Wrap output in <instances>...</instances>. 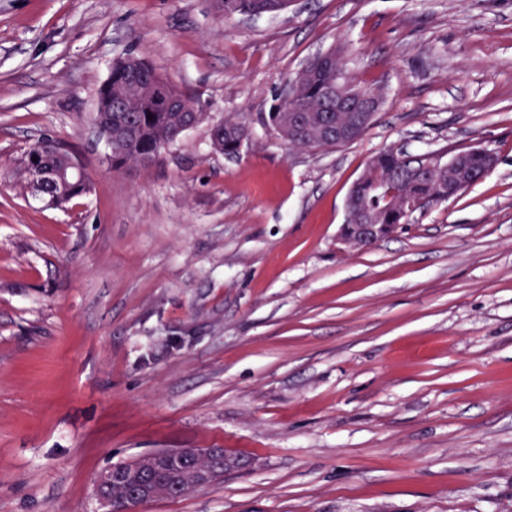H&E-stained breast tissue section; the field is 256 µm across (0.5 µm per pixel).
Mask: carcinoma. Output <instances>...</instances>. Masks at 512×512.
Here are the masks:
<instances>
[{"mask_svg":"<svg viewBox=\"0 0 512 512\" xmlns=\"http://www.w3.org/2000/svg\"><path fill=\"white\" fill-rule=\"evenodd\" d=\"M223 2L226 7L215 2L213 8L218 14L224 13L226 18L248 13H275L282 7V0ZM346 82L348 78L339 56L330 71L314 66L305 73H298L291 81L295 86L294 95L288 99L281 98L270 107L268 120L272 130L280 137L287 136L291 114L301 111L308 118L309 137L292 140V146L337 147L335 143L318 141V116L327 85ZM97 108L96 120L102 128L100 135L112 146V169L116 171L130 166L146 170L159 164L162 160L160 150L165 145L176 142L185 132L209 120V113L199 100L180 90L148 61L132 53L110 66L108 77L99 91ZM149 114L152 115L150 119L147 118ZM248 134L247 126L231 117L211 127L214 148L226 155L236 154ZM453 154L466 161L464 171L438 165L427 177L404 180L396 176L397 171L413 169L433 154L411 155L394 149L378 153L375 165L366 166L356 180L358 192L375 212V222L399 223V213L392 209L399 201L413 198L427 206L448 200L450 182L458 185L459 193L467 188L469 172L480 169L484 158L472 147L456 149ZM73 157L75 153L62 143L57 153L42 155L40 160L46 170L53 171L65 166ZM90 190L91 181L87 176L72 179L64 189L53 180L46 181L39 188L56 204L66 203ZM130 464L142 472L158 467L168 470L167 478L152 486L156 499L174 497V489L182 496L196 490L197 473L207 467L204 460L193 468H185L173 460L159 461L151 454L134 459Z\"/></svg>","mask_w":512,"mask_h":512,"instance_id":"carcinoma-1","label":"carcinoma"}]
</instances>
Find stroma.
<instances>
[{
    "label": "stroma",
    "mask_w": 512,
    "mask_h": 512,
    "mask_svg": "<svg viewBox=\"0 0 512 512\" xmlns=\"http://www.w3.org/2000/svg\"><path fill=\"white\" fill-rule=\"evenodd\" d=\"M333 47L382 107L290 146L266 114ZM129 53L245 123L239 154L203 124L113 171L94 116ZM45 136L90 195L32 189ZM471 146L481 181L339 243L373 155ZM178 448L249 465L140 512H512V0H0V512H94L103 470ZM224 2V13L221 14L219 2L213 3V8L218 15H224V18H230L236 15H260L264 13L278 12L282 7L284 0H217ZM232 2L235 6L229 9L228 3Z\"/></svg>",
    "instance_id": "obj_1"
}]
</instances>
